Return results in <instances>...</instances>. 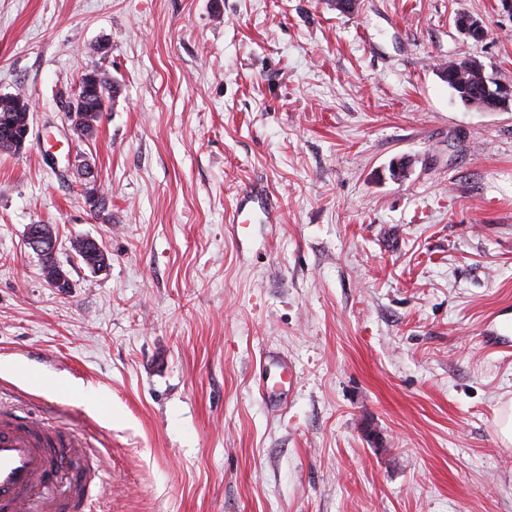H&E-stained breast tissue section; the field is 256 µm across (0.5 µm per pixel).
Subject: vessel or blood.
Listing matches in <instances>:
<instances>
[{
	"label": "vessel or blood",
	"mask_w": 512,
	"mask_h": 512,
	"mask_svg": "<svg viewBox=\"0 0 512 512\" xmlns=\"http://www.w3.org/2000/svg\"><path fill=\"white\" fill-rule=\"evenodd\" d=\"M88 455L80 433L52 432L14 413L0 416V512H92L102 472L71 467Z\"/></svg>",
	"instance_id": "b4317fda"
}]
</instances>
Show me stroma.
I'll list each match as a JSON object with an SVG mask.
<instances>
[{
	"label": "stroma",
	"mask_w": 512,
	"mask_h": 512,
	"mask_svg": "<svg viewBox=\"0 0 512 512\" xmlns=\"http://www.w3.org/2000/svg\"><path fill=\"white\" fill-rule=\"evenodd\" d=\"M358 3L0 0V95L32 103L0 152V397L87 434L94 512H512V350L485 334L512 336V110L438 73L512 87V14ZM95 66L117 91L81 143L62 101ZM251 182L277 219L238 238ZM469 60L468 68L461 66L462 60L449 61L442 67L448 87L453 90L463 105H468L471 101L483 103L487 99L483 82L484 67L477 60ZM26 245L43 260L48 255H55L57 242L56 238L43 231L39 224H31L27 231ZM73 250L77 257L88 267L101 270L107 266L108 255L102 244L90 238L76 240Z\"/></svg>",
	"instance_id": "1"
}]
</instances>
